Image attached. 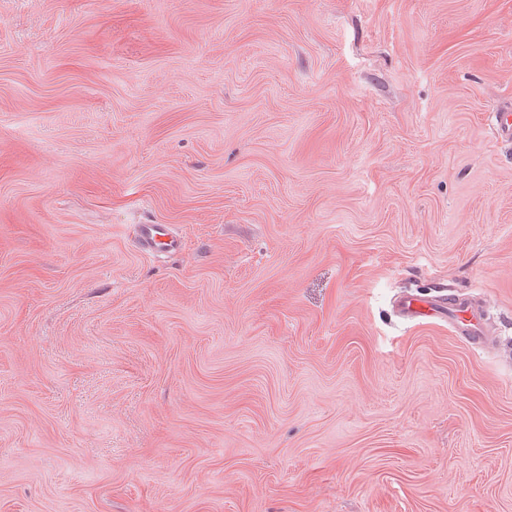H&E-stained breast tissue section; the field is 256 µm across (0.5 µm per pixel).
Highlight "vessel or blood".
<instances>
[{"label": "vessel or blood", "mask_w": 512, "mask_h": 512, "mask_svg": "<svg viewBox=\"0 0 512 512\" xmlns=\"http://www.w3.org/2000/svg\"><path fill=\"white\" fill-rule=\"evenodd\" d=\"M138 241L141 249L151 253H174L182 246L180 238L165 224L140 225ZM394 308L397 315L406 320L449 322L469 343L485 341V313L465 295L452 293L433 299L404 293L396 298Z\"/></svg>", "instance_id": "obj_1"}]
</instances>
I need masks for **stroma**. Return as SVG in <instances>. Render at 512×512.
I'll return each mask as SVG.
<instances>
[{
    "instance_id": "35a3bbf8",
    "label": "stroma",
    "mask_w": 512,
    "mask_h": 512,
    "mask_svg": "<svg viewBox=\"0 0 512 512\" xmlns=\"http://www.w3.org/2000/svg\"><path fill=\"white\" fill-rule=\"evenodd\" d=\"M500 111L512 0H0V512H512ZM141 249L151 253H174L182 243L167 224H141L138 230ZM394 308L406 320H448L455 332L469 343L485 342V312L465 295L451 293L448 298L433 299L404 293L395 299Z\"/></svg>"
}]
</instances>
